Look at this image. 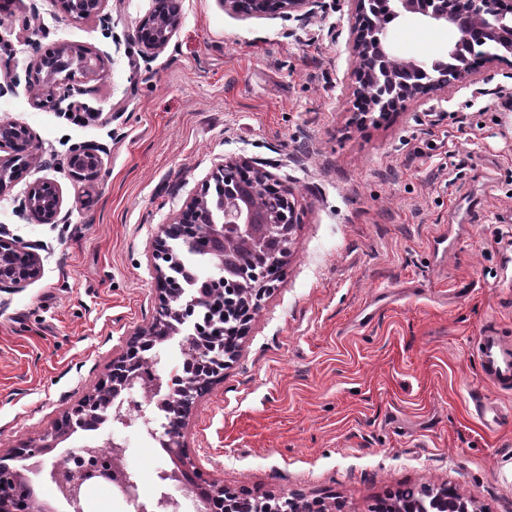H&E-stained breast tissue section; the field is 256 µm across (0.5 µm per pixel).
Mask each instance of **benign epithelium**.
<instances>
[{
  "mask_svg": "<svg viewBox=\"0 0 512 512\" xmlns=\"http://www.w3.org/2000/svg\"><path fill=\"white\" fill-rule=\"evenodd\" d=\"M353 22L348 47L355 64V75L379 70L392 87L390 94L379 93L360 80L353 95L365 102V112H388L407 100L422 98L448 87V81L429 79L440 61L458 58L461 63L454 80L467 84L476 69L468 58L472 38L486 46L481 54L492 64L512 55V3L506 0H455L453 9L438 6L432 0H384L385 19L369 27V15L375 0H346ZM225 12L241 19L285 17L304 21L315 13L320 0H218ZM64 16L79 21L105 17L107 0H60ZM409 21L451 29L455 39L432 56L407 60L395 54L388 24ZM181 25L180 7L175 0H152L151 9L127 31L126 40L137 46L140 55L152 59L167 48ZM108 59L99 52L80 45L61 43L38 53L29 80L34 106L43 108L69 94L79 82L105 76ZM36 160L30 130L11 120L0 121V194L18 176L20 165ZM70 176L92 184L100 176L104 160L100 150L78 148L67 161ZM64 204L61 186L41 181L23 199L21 208L33 224H55ZM302 212L291 193L282 188L266 169V164L246 157L224 160L201 185L199 193L188 200L172 217V224L189 225L188 241L202 248L219 262L223 275L208 287L169 288L174 265V250L161 224L152 242L151 263L156 274L160 312L156 319L131 334L130 346L112 359L111 385L131 395L139 389L144 365L160 362L136 354L151 344H162L175 336L184 338L181 352L186 362L204 369L198 375L189 368L173 374L170 380L156 374L149 384L148 402L161 409L176 402L177 416L171 424L148 428L147 435L158 441L172 466L157 473L159 491L150 498H139L138 477L124 463L126 446L112 437V465L95 472L99 478L114 482L123 495L136 505V512H184L178 497L170 489H179L194 504L203 505L196 512H344L341 505L323 500L309 501L301 496L269 493L250 498L203 472L198 460L185 447V426L202 388L210 380L224 377L228 360L237 357L239 340L264 300L281 282L286 259L293 246V231L302 223ZM27 253L26 263L17 261V250ZM42 274L40 256L22 246L16 238L0 229V288H23ZM107 380L99 381L65 413L64 422L30 441L20 456L0 454V512H54L39 499L32 476L60 483L61 496L70 512H81V479L72 476L59 482L60 464L48 462L46 455L84 426L94 427L93 418L111 417L112 430L129 425L121 412H112ZM424 497L397 493L385 506L387 512H470L469 500L446 485H425Z\"/></svg>",
  "mask_w": 512,
  "mask_h": 512,
  "instance_id": "7a95c632",
  "label": "benign epithelium"
}]
</instances>
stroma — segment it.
Instances as JSON below:
<instances>
[{"label":"stroma","instance_id":"35a3bbf8","mask_svg":"<svg viewBox=\"0 0 512 512\" xmlns=\"http://www.w3.org/2000/svg\"><path fill=\"white\" fill-rule=\"evenodd\" d=\"M156 59L124 33L151 0H108L109 22L72 21L57 0L0 11V119L26 125L37 162L0 196V227L36 246L41 277L0 288V452L26 445L104 376L157 312L151 243L231 157L267 162L303 222L286 274L198 402L185 443L203 471L256 494L334 497L375 512L391 491L448 484L475 512H512V392L481 369L476 341L512 344V62L475 84L355 112L346 0L307 23L242 20L217 0H181ZM396 53L423 59L452 31L395 21ZM107 54L82 84L89 117L35 107L33 51ZM102 152L92 189L68 174L72 148ZM58 182L56 224L20 202ZM499 408L485 427L474 397ZM144 495L170 459L139 425L120 432Z\"/></svg>","mask_w":512,"mask_h":512}]
</instances>
